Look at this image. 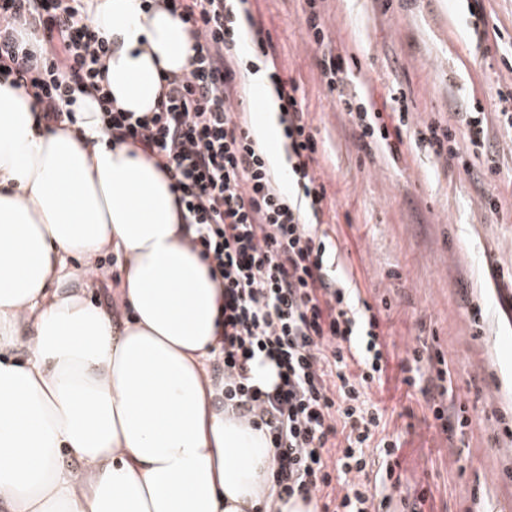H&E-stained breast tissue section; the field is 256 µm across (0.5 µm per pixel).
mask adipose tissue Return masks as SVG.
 I'll return each instance as SVG.
<instances>
[{
    "label": "adipose tissue",
    "instance_id": "obj_1",
    "mask_svg": "<svg viewBox=\"0 0 512 512\" xmlns=\"http://www.w3.org/2000/svg\"><path fill=\"white\" fill-rule=\"evenodd\" d=\"M86 3L115 107L155 111L189 26L162 0ZM74 109L46 123L0 74V512H318L279 497L267 436L208 372L224 287L169 176L113 140L94 95ZM106 251L125 261L118 322L84 296Z\"/></svg>",
    "mask_w": 512,
    "mask_h": 512
}]
</instances>
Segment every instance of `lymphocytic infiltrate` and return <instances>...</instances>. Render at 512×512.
<instances>
[{
    "instance_id": "f902f5d3",
    "label": "lymphocytic infiltrate",
    "mask_w": 512,
    "mask_h": 512,
    "mask_svg": "<svg viewBox=\"0 0 512 512\" xmlns=\"http://www.w3.org/2000/svg\"><path fill=\"white\" fill-rule=\"evenodd\" d=\"M191 28L195 54L186 71L167 78L157 111L141 116L114 108L101 80L109 51L85 13L83 0H0V68L14 85L33 89L46 120L61 119L75 92L94 91L100 120L117 141L136 146L167 173L192 224L191 244L224 284V337L217 368L224 403L276 450L279 491L322 498V512H388L400 486L393 457L401 443L386 431L385 410L372 389L386 369L380 318L357 307L353 289L337 277L336 250L318 220L328 198L316 170L318 141L299 87L275 65L270 33L242 18L248 0H166ZM252 27L254 61L242 62L243 27ZM320 55L317 65L344 112L361 150L381 146L398 157L399 131L382 112L349 89V70L329 41L317 11L306 18ZM41 33L32 50L26 31ZM264 65L280 107L278 123L288 180L280 182L236 99L246 70ZM435 157L468 167L483 151V182L498 172L488 153V126L476 112L457 123L434 120L417 132ZM271 364L277 380L256 386L255 365ZM402 382L430 402L444 433L469 425L467 409L449 386L444 352L420 340L401 364Z\"/></svg>"
}]
</instances>
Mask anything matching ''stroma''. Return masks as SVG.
I'll return each instance as SVG.
<instances>
[{"label": "stroma", "mask_w": 512, "mask_h": 512, "mask_svg": "<svg viewBox=\"0 0 512 512\" xmlns=\"http://www.w3.org/2000/svg\"><path fill=\"white\" fill-rule=\"evenodd\" d=\"M315 7L354 86L383 112L401 93L417 125L459 104L486 116L498 161L488 187L477 180L481 153L464 171L430 155L411 131L399 159L359 150L317 66L306 0H251L317 134L328 185L321 222L338 247L336 270L354 272L361 299L381 311L387 369L373 398L402 442V495L391 512L422 493V512H512V130L496 117L499 92H512V0ZM487 188L500 195L499 211L482 207ZM421 336L436 337L448 359L451 387L471 417L463 433H442L422 395L401 382L399 365Z\"/></svg>", "instance_id": "stroma-1"}]
</instances>
